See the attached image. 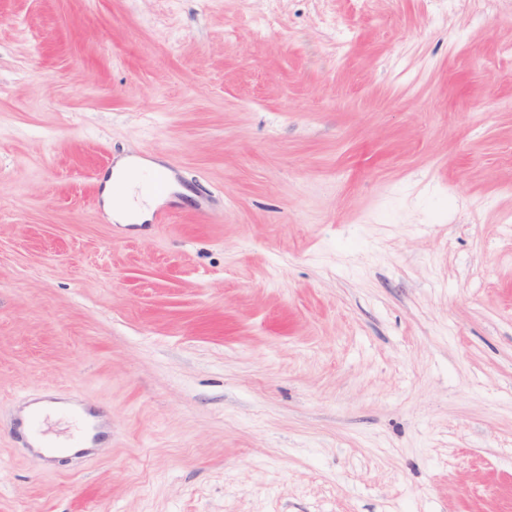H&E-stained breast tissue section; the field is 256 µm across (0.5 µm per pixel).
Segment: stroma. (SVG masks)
<instances>
[{
    "mask_svg": "<svg viewBox=\"0 0 512 512\" xmlns=\"http://www.w3.org/2000/svg\"><path fill=\"white\" fill-rule=\"evenodd\" d=\"M0 512H512V0H0ZM112 171L109 179L105 182L104 189V200L106 207L109 209L112 214V210L114 213L124 219H128L127 213L130 208L135 210L136 219L139 221H143L148 218L150 208L153 206L155 200L149 199L146 196H140L136 193L133 187L130 188L126 197L121 199L113 200L112 198ZM137 197V200H134ZM145 200L146 204H142L141 201Z\"/></svg>",
    "mask_w": 512,
    "mask_h": 512,
    "instance_id": "stroma-1",
    "label": "stroma"
}]
</instances>
